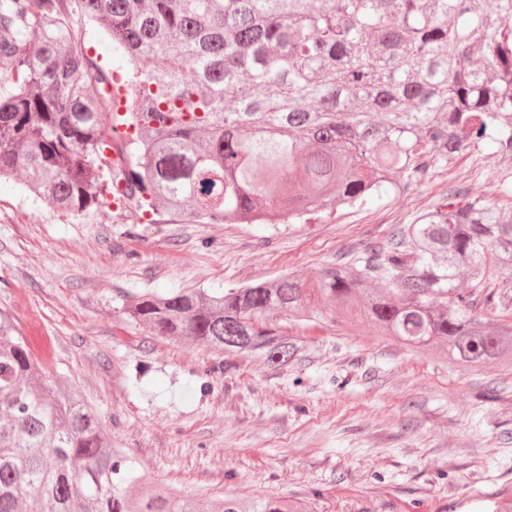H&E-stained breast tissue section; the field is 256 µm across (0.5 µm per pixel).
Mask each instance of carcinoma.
I'll use <instances>...</instances> for the list:
<instances>
[{"instance_id":"carcinoma-1","label":"carcinoma","mask_w":512,"mask_h":512,"mask_svg":"<svg viewBox=\"0 0 512 512\" xmlns=\"http://www.w3.org/2000/svg\"><path fill=\"white\" fill-rule=\"evenodd\" d=\"M41 2L35 14L0 0V180L58 211L97 208L122 181V208L138 215L305 224L408 195L481 143L512 155V0H75L125 63L118 92L67 0ZM116 125L131 130L120 142ZM124 314L224 352L223 372L235 356L271 367L305 356L284 316L367 322L462 370H512V207L458 190L324 264L313 286L285 274L146 292ZM21 507L201 512L139 483L98 415L0 310V512ZM214 509L308 512L262 497Z\"/></svg>"}]
</instances>
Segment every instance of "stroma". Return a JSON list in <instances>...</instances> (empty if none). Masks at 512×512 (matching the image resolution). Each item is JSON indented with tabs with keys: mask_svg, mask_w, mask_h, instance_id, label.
<instances>
[{
	"mask_svg": "<svg viewBox=\"0 0 512 512\" xmlns=\"http://www.w3.org/2000/svg\"><path fill=\"white\" fill-rule=\"evenodd\" d=\"M454 169L472 194L512 205V155L480 145ZM417 191L309 224L137 223L106 204L62 213L0 182V309L42 336L50 362L101 417L135 473L201 505L299 499L312 512H478L512 496V371H462L362 325L310 327L282 368L153 335L122 309L146 291L314 279L454 190Z\"/></svg>",
	"mask_w": 512,
	"mask_h": 512,
	"instance_id": "obj_1",
	"label": "stroma"
}]
</instances>
